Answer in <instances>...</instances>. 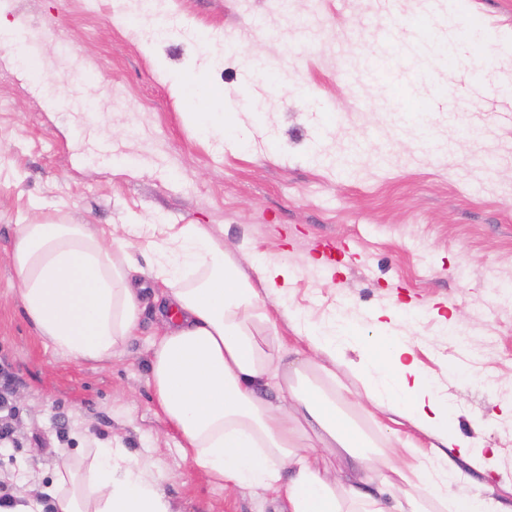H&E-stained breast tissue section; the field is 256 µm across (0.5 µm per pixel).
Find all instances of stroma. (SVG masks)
Segmentation results:
<instances>
[{
	"label": "stroma",
	"instance_id": "stroma-1",
	"mask_svg": "<svg viewBox=\"0 0 512 512\" xmlns=\"http://www.w3.org/2000/svg\"><path fill=\"white\" fill-rule=\"evenodd\" d=\"M31 63L0 48V370L13 376L0 442V497L41 494L63 459L87 469L109 443L148 463L173 512H273L268 495L230 489L193 468L158 413L148 346L160 332L152 288L139 331L101 369L57 355L27 319L11 265L15 227L34 219L97 224L126 236L139 267L169 224L204 225L231 257L288 267L285 304L271 317L280 343L306 350L291 320L357 319L377 335V313L417 339L415 356L452 407L458 433L495 457L493 468L451 456L448 492L512 503V0H167L180 35L153 43L136 0H7ZM446 24L417 54L418 23ZM475 30H467L468 19ZM394 49L386 71L367 68L379 32ZM233 50L210 66L202 40ZM200 71L213 103L235 112L225 136L197 132L177 74ZM56 108H49V101ZM94 112L82 109L83 103ZM482 129L471 138L467 127ZM496 162L487 171L484 162ZM343 254L328 261L320 242ZM457 317L466 346L448 343ZM304 365L306 385L346 396L344 413L410 459L430 480L432 437L366 404L348 363ZM432 502L430 512H450Z\"/></svg>",
	"mask_w": 512,
	"mask_h": 512
}]
</instances>
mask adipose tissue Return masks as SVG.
Wrapping results in <instances>:
<instances>
[{
  "instance_id": "1",
  "label": "adipose tissue",
  "mask_w": 512,
  "mask_h": 512,
  "mask_svg": "<svg viewBox=\"0 0 512 512\" xmlns=\"http://www.w3.org/2000/svg\"><path fill=\"white\" fill-rule=\"evenodd\" d=\"M177 83L198 128L213 134L228 126L229 113L201 103L199 75ZM155 250L157 265L147 272L126 239L95 225H17L11 261L27 318L58 353L105 362L137 331L136 281L161 282L164 322L151 344V385L194 467L222 486L274 494L279 512H425L423 498L440 499L456 476L447 451L465 441L450 422L447 398L418 365L413 342L381 323L350 371L370 405L438 440L428 457L434 478L422 496L412 490L413 465L395 461L337 408L335 397L294 385L283 368L266 308L288 279L286 268L255 258L245 273L200 224L181 225ZM293 321L314 356L332 364L346 343L361 340L354 322L313 323L298 313ZM270 385L282 392L279 405L258 395ZM331 456L377 474L392 491L390 508L352 480L331 476ZM47 493L57 512H170L150 470L112 447L96 449L80 483L63 462Z\"/></svg>"
}]
</instances>
